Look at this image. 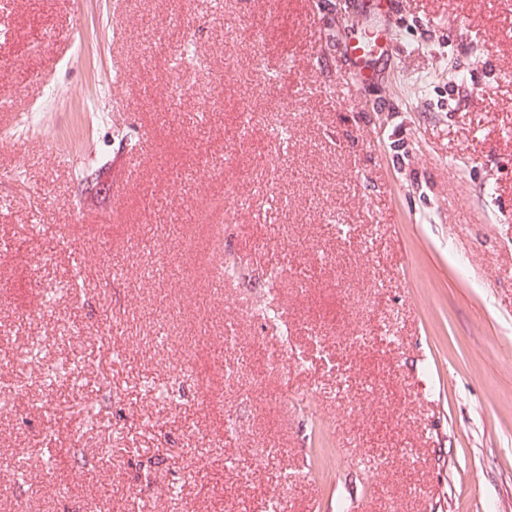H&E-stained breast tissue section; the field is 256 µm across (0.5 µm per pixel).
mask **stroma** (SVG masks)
Listing matches in <instances>:
<instances>
[{
    "label": "stroma",
    "mask_w": 512,
    "mask_h": 512,
    "mask_svg": "<svg viewBox=\"0 0 512 512\" xmlns=\"http://www.w3.org/2000/svg\"><path fill=\"white\" fill-rule=\"evenodd\" d=\"M397 2L0 0V512H512V0Z\"/></svg>",
    "instance_id": "1"
}]
</instances>
